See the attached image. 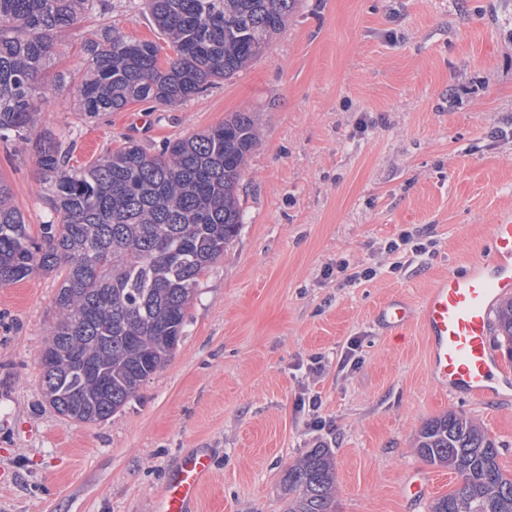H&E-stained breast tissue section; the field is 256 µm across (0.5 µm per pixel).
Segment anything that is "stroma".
<instances>
[{"label":"stroma","instance_id":"stroma-1","mask_svg":"<svg viewBox=\"0 0 512 512\" xmlns=\"http://www.w3.org/2000/svg\"><path fill=\"white\" fill-rule=\"evenodd\" d=\"M103 3L109 24L158 41L144 0ZM82 38L63 37L45 80L82 73ZM236 112L259 132L245 222L201 278L168 362L108 420L64 418L43 396L57 279L0 288V512H157L194 451L213 460L196 512H284V471L318 446L336 459V512H430L460 479L414 443L450 412L495 440L512 476V401L442 391L419 322L397 335L375 319L487 259L490 224L512 212V0H301L260 58L180 106L136 103L87 126L63 91L41 125L74 141L80 166L124 138L155 150ZM0 179L31 226L49 220L31 148L0 142ZM405 230L425 252L386 253ZM340 260L375 275H327ZM352 341L359 363L338 370ZM313 355L322 375L307 371ZM304 390L325 427L298 411ZM415 470L430 498L406 497Z\"/></svg>","mask_w":512,"mask_h":512}]
</instances>
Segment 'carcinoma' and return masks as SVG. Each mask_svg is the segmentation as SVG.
Wrapping results in <instances>:
<instances>
[{
	"mask_svg": "<svg viewBox=\"0 0 512 512\" xmlns=\"http://www.w3.org/2000/svg\"><path fill=\"white\" fill-rule=\"evenodd\" d=\"M99 0H0V141L26 145L58 85L44 80L61 34H77ZM299 0H147L171 55L108 25L85 44L92 66L73 85L90 121L130 104H182L262 56ZM37 166L53 219L31 231L0 179V287L38 272L60 280L56 322L40 361L42 387L61 416L101 422L117 413L171 357L200 278L244 224L237 194L259 137L235 112L224 123L150 153L132 139L70 165L71 140L38 135ZM495 332L512 360V298ZM416 448L453 470L460 487L431 512H512V477L498 447L466 417L426 423ZM285 512H335L336 467L328 448L288 466Z\"/></svg>",
	"mask_w": 512,
	"mask_h": 512,
	"instance_id": "1",
	"label": "carcinoma"
}]
</instances>
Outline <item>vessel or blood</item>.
Returning <instances> with one entry per match:
<instances>
[{"instance_id":"1","label":"vessel or blood","mask_w":512,"mask_h":512,"mask_svg":"<svg viewBox=\"0 0 512 512\" xmlns=\"http://www.w3.org/2000/svg\"><path fill=\"white\" fill-rule=\"evenodd\" d=\"M492 257L462 274H449L428 292L420 311L394 299L377 312L388 330L408 325L420 315L430 341V371L435 382L452 393L476 397L512 391L506 370L492 342L491 313L495 302L512 295V218L501 217L491 227ZM212 469L203 452L185 455L171 472L157 512H190Z\"/></svg>"}]
</instances>
